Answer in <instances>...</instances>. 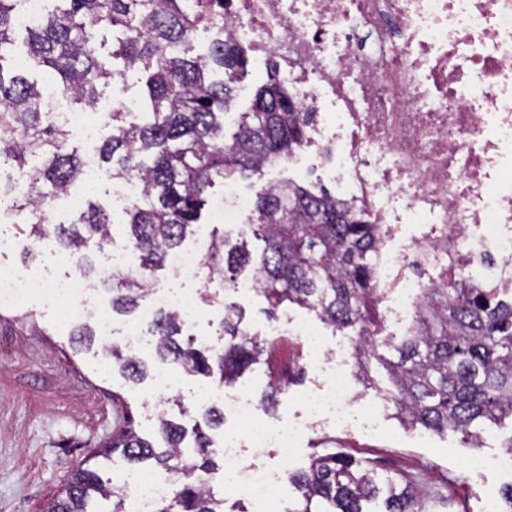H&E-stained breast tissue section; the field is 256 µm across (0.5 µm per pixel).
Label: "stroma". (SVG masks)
Masks as SVG:
<instances>
[{
	"mask_svg": "<svg viewBox=\"0 0 512 512\" xmlns=\"http://www.w3.org/2000/svg\"><path fill=\"white\" fill-rule=\"evenodd\" d=\"M262 179L316 182L339 196L355 193L347 172L313 152L301 163L268 167ZM160 278L173 289L204 294L195 326L183 329L184 337L193 338L197 348L223 347L224 307L232 303L244 309V325L250 333L265 338L271 326L282 328L276 342L285 349L282 364L290 368L291 376L276 405L261 408L267 421H306L302 397L326 379L317 367L322 351H329L334 361L345 362L348 369L356 367L354 329L336 332L322 327L323 349L312 352L285 330L297 320L317 323L314 311L285 305L271 319L265 314V299L255 291L228 288L222 279L205 275L178 278L168 269L161 271ZM74 326V321L38 304L22 311L0 305V512H44L82 463L107 482L131 472L122 457L102 454L113 434L130 423L154 444H161L158 415L192 427L200 411L192 401L193 393L219 384L214 376L181 373L167 399L155 404L151 380L138 385L128 382L105 357L107 341L98 337L91 349L81 348L71 340ZM375 378L377 388H365L358 381L353 387L357 408L383 400L377 429L365 432L355 424L345 429L318 426L300 448L292 469L305 467L313 456L343 451L374 468L379 479L409 483L421 512H481V478L462 475L472 448L460 434H437L402 423L392 404L384 400L388 386L384 372H377Z\"/></svg>",
	"mask_w": 512,
	"mask_h": 512,
	"instance_id": "obj_1",
	"label": "stroma"
}]
</instances>
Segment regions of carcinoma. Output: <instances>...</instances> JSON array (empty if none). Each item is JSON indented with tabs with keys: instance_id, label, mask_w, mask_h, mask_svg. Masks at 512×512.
Instances as JSON below:
<instances>
[{
	"instance_id": "cac0c4a2",
	"label": "carcinoma",
	"mask_w": 512,
	"mask_h": 512,
	"mask_svg": "<svg viewBox=\"0 0 512 512\" xmlns=\"http://www.w3.org/2000/svg\"><path fill=\"white\" fill-rule=\"evenodd\" d=\"M55 7L24 27L28 64L15 63V30L21 0H0V159L24 174V191L4 200L19 217L22 234L46 238L42 216L48 204L86 179L77 151L64 146L69 133L49 118L45 92L28 73L41 69L56 81L58 94L83 109H95L100 92L131 69L147 74V121L128 123L113 112L100 146L106 179L134 177L144 185L125 215L139 277L105 280L112 291V311L128 314L159 283L155 273L168 264L170 252L194 234L203 206L218 184L238 178L260 179L265 166L288 161L306 144L310 116L297 111L294 98L276 79L260 86L247 112L237 113L236 130L224 136V114L234 84L247 69L249 50L233 41L211 40L204 56H188V46L206 29L213 0H198L197 9L183 0H51ZM119 32L112 57L123 68L110 69L98 55L97 33ZM111 219L93 203L67 224H56L53 238L84 273L91 269V246L111 239ZM379 231L351 202H340L318 184L290 180L262 185L250 222L236 239L213 235L205 254L209 275L227 288L249 271L267 313L285 303L317 312L328 326L356 330L355 353L360 379L375 385L371 363L386 372L387 399L403 422L428 430L459 432L474 449L482 446L479 423L512 419V295L481 288L454 275L448 287L428 289L401 336L378 338L371 308L377 295L375 256ZM264 247L255 254L249 239ZM244 312L224 306V350L220 353L179 342L183 321L162 312L154 322L155 352L163 362L187 374L218 375L235 383L268 352L271 344L244 326ZM395 352L391 359L379 352ZM109 357L124 376L140 383L147 366L126 356L114 344ZM193 429L194 455H185L186 429L158 419L164 446L157 447L129 427L112 438L108 452H120L130 464L147 461L176 473L173 497L156 512H224V499L207 487L212 470L213 441L204 428L224 423L217 406L204 413ZM299 494L289 512H365L362 503L383 498L385 512H416L408 487L394 480L379 484L374 470L355 464L343 452L316 455L305 469L288 474ZM112 498V512H125V493L107 486L98 474L80 466L64 494L45 512H89L95 497Z\"/></svg>"
}]
</instances>
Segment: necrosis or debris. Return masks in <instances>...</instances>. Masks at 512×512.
<instances>
[{"label":"necrosis or debris","mask_w":512,"mask_h":512,"mask_svg":"<svg viewBox=\"0 0 512 512\" xmlns=\"http://www.w3.org/2000/svg\"><path fill=\"white\" fill-rule=\"evenodd\" d=\"M220 34L246 46L303 112L317 116L311 143L328 146L350 170L354 201L379 227L376 285L384 314L401 324L421 292L449 272H475L496 259L512 276V0H224ZM46 103L56 124L92 139L103 115ZM249 197L225 185L213 223L241 232ZM51 263L29 274L0 275V302L38 301L92 318L99 335L122 336L143 349L158 312L193 322L198 295L157 284L137 315L119 321L102 305L89 276L55 277ZM252 448L275 449L280 464H242L237 441L220 448L225 471L259 512H274V492L308 433L307 426L258 419L245 390L222 394ZM356 400L337 368L321 392L304 396L310 424L348 421ZM127 512H155L172 485L149 473L122 478Z\"/></svg>","instance_id":"4bbe7bcc"}]
</instances>
